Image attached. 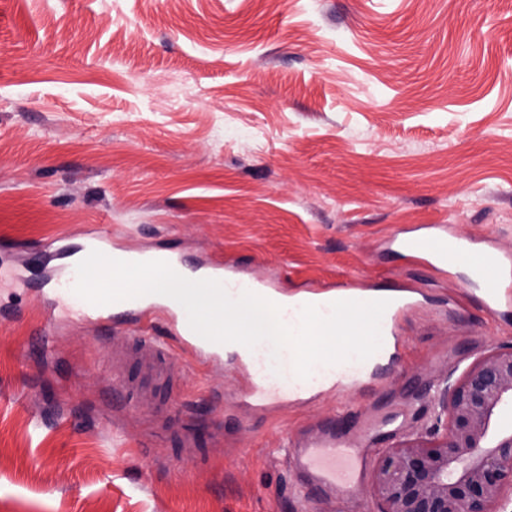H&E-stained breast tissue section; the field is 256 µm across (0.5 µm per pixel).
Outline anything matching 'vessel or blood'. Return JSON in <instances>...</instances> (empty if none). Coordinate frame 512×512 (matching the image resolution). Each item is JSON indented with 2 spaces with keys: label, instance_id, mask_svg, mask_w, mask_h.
<instances>
[{
  "label": "vessel or blood",
  "instance_id": "1",
  "mask_svg": "<svg viewBox=\"0 0 512 512\" xmlns=\"http://www.w3.org/2000/svg\"><path fill=\"white\" fill-rule=\"evenodd\" d=\"M390 244L405 257L426 263L444 274L451 272L459 264H466L467 284L481 288L484 307L490 315L494 316L502 309L512 308L511 254L489 245H478L472 239L460 238L444 224H429L420 230L404 232L394 236ZM88 248L123 261H165L186 278L222 282L227 294L234 299L243 292H253L279 305L282 322L293 329L298 328L301 309L307 304L318 306L321 314L326 316L330 314L331 305L336 301L388 300L389 305L380 322L382 345L373 356L364 361L351 359L337 364H317L305 379L296 375L293 357L287 351H273L266 342L253 348L237 345L236 356L249 367L248 394L261 406L302 396L310 388L349 389L371 379L385 358L396 355L401 319L412 307L416 294L414 288L406 286L383 288L368 285H342L333 290L303 289L288 293L277 282L240 275L231 265L215 263L189 268L176 254L117 247L102 233L92 236ZM76 280V268L70 265L64 274L49 284L61 310L67 312L70 319L78 322L101 320L108 312L117 311L139 321L143 315L159 312L166 316L169 322L168 332L174 335L183 351L203 361L223 357L224 344L208 341L195 333L189 326L185 309L174 299L148 294L106 306L94 305L74 293ZM135 338L137 348L146 347L151 351L149 369L161 370L171 376L176 374L177 369L164 343L148 336L146 329L142 327L138 328ZM369 456V449L351 442H339L335 430L330 429L319 442L299 444L291 448L287 461L298 472L307 474L315 486L325 488L341 485L355 497L359 494L362 472Z\"/></svg>",
  "mask_w": 512,
  "mask_h": 512
}]
</instances>
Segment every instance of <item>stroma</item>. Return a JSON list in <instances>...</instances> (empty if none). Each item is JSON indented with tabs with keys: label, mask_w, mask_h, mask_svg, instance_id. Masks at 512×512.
I'll return each instance as SVG.
<instances>
[{
	"label": "stroma",
	"mask_w": 512,
	"mask_h": 512,
	"mask_svg": "<svg viewBox=\"0 0 512 512\" xmlns=\"http://www.w3.org/2000/svg\"><path fill=\"white\" fill-rule=\"evenodd\" d=\"M420 224L512 253V0H0V267H26L0 284V512H377L367 485L298 495L290 441L429 436L440 391L512 345L465 268L391 251ZM93 228L420 302L353 392L258 408L233 354L180 351L178 385L129 399L124 318L45 324L51 244Z\"/></svg>",
	"instance_id": "obj_1"
}]
</instances>
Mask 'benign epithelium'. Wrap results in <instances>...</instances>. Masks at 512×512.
I'll list each match as a JSON object with an SVG mask.
<instances>
[{"mask_svg": "<svg viewBox=\"0 0 512 512\" xmlns=\"http://www.w3.org/2000/svg\"><path fill=\"white\" fill-rule=\"evenodd\" d=\"M443 431L399 442L372 472L378 512H505L512 501V345L475 360L439 396Z\"/></svg>", "mask_w": 512, "mask_h": 512, "instance_id": "7a95c632", "label": "benign epithelium"}]
</instances>
